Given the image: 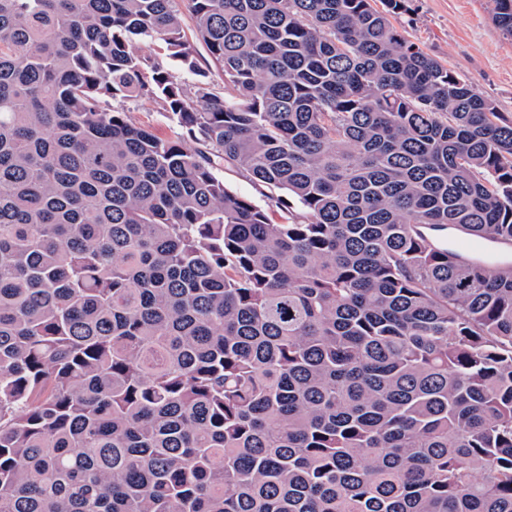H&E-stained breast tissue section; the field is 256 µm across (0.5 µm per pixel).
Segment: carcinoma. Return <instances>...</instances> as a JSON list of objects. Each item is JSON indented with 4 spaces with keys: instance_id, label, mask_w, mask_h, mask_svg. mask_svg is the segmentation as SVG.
<instances>
[{
    "instance_id": "1",
    "label": "carcinoma",
    "mask_w": 512,
    "mask_h": 512,
    "mask_svg": "<svg viewBox=\"0 0 512 512\" xmlns=\"http://www.w3.org/2000/svg\"><path fill=\"white\" fill-rule=\"evenodd\" d=\"M175 2L0 0V512H512V263L431 236L512 243V123L406 0H186L226 99ZM182 20V28L185 39L194 44L197 50V58L202 71L207 73L206 78L196 77L195 75L181 69L179 64L173 61L167 54L165 46L160 42H144L136 46V52L140 55H151L158 59L162 64L172 71L174 75L182 82L188 85H194L197 79L208 83L209 92L219 98H224V78L220 70L213 64L209 54L203 44L196 37L194 19L186 5H178ZM108 106L123 109L132 123L148 127L161 137L170 138L181 134V130L166 118L161 105L154 100L123 101L121 98H116L109 99ZM219 175L224 179V184L228 189L251 198L257 205L267 209L275 222L283 221L284 214L274 206L272 207L273 203L268 198L272 194H280L277 190L256 186L246 173L228 164L221 168Z\"/></svg>"
}]
</instances>
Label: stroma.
I'll use <instances>...</instances> for the list:
<instances>
[{
  "mask_svg": "<svg viewBox=\"0 0 512 512\" xmlns=\"http://www.w3.org/2000/svg\"><path fill=\"white\" fill-rule=\"evenodd\" d=\"M393 24L445 66L462 74L473 89L494 102L504 122H512V38L492 19L490 0H408ZM111 107L159 136L179 135L160 104L151 99H114Z\"/></svg>",
  "mask_w": 512,
  "mask_h": 512,
  "instance_id": "1",
  "label": "stroma"
}]
</instances>
